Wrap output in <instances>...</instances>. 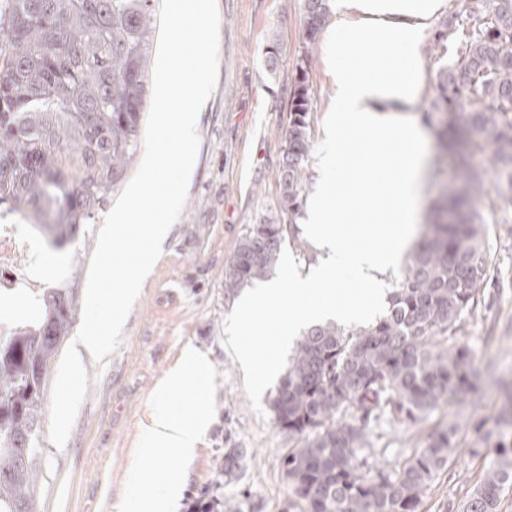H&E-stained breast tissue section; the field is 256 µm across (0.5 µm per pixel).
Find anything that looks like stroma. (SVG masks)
Segmentation results:
<instances>
[{
    "label": "stroma",
    "mask_w": 512,
    "mask_h": 512,
    "mask_svg": "<svg viewBox=\"0 0 512 512\" xmlns=\"http://www.w3.org/2000/svg\"><path fill=\"white\" fill-rule=\"evenodd\" d=\"M218 9V81L199 114L200 145L185 206L126 320L118 350L101 363L82 357L88 390L65 447L56 449L48 430L40 432L37 512H146L133 498L139 430L158 380L187 345L211 360L215 419L187 469L175 512H190L205 493L246 498L248 512H288L292 493L281 458L293 439L269 408L278 381L270 379L254 391L227 344L234 320L233 302L224 295V268L247 229L280 214L284 132L301 65L313 101L305 194H312L320 177L317 159L327 147L330 94L325 49L305 50L303 0H218ZM455 57L448 43H427L428 89L409 115L427 132L429 156L444 158L441 167L426 170L429 204L457 174L455 155L440 152L443 115L431 107L439 74ZM483 216L490 276L476 308L463 315L456 338L472 351L476 368L494 365L493 379L481 380L474 394L453 398L420 422L382 418L367 427L376 450L371 468L391 471L423 448L429 434L456 425V446L419 512H463L488 465V445L477 428L496 431L495 421L512 395V200L498 202ZM104 217L96 213L84 239L53 249L23 214L0 204V236L10 235L19 247L16 264L0 280V306L8 315L0 333L32 320L44 289L73 279L85 290ZM231 448L240 452L232 478L224 474Z\"/></svg>",
    "instance_id": "1"
}]
</instances>
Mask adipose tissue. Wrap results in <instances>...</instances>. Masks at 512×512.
<instances>
[{
    "mask_svg": "<svg viewBox=\"0 0 512 512\" xmlns=\"http://www.w3.org/2000/svg\"><path fill=\"white\" fill-rule=\"evenodd\" d=\"M448 0H332L325 34L328 147L324 174L302 220L323 264L309 274L285 271L243 292L234 305L240 331L228 341L251 373L274 372L280 350L317 323L370 320L385 296L384 273L403 258L414 236L427 161V134L403 115L427 88L424 49ZM276 312L264 336L255 319ZM211 361L188 345L158 382L140 432L138 459L154 460L136 488L164 504L178 500L183 473L161 466L162 453L191 461L212 423ZM192 391L181 409L174 395Z\"/></svg>",
    "mask_w": 512,
    "mask_h": 512,
    "instance_id": "1",
    "label": "adipose tissue"
}]
</instances>
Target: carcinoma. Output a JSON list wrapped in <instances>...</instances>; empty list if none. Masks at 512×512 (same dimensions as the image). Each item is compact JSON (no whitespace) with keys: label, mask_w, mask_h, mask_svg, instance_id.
I'll return each mask as SVG.
<instances>
[{"label":"carcinoma","mask_w":512,"mask_h":512,"mask_svg":"<svg viewBox=\"0 0 512 512\" xmlns=\"http://www.w3.org/2000/svg\"><path fill=\"white\" fill-rule=\"evenodd\" d=\"M153 2L10 0L0 29L7 47L0 56V203L22 211L55 249L85 233L137 152ZM330 12V0H303L306 52ZM469 17L470 29L461 32L448 16L438 35L460 40L462 50L440 72L432 106L446 113L442 141L465 154L493 144L492 172L512 193V0H479ZM306 82L301 66L280 174L279 207L289 220L269 219L243 235L224 269L229 299L266 277L284 245L305 253L295 219L312 143ZM444 197L377 318L310 327L279 381L271 408L296 438L282 465L302 512H419L455 448L450 426L429 435L398 470L363 471L374 453L364 421L418 422L477 387L473 356L455 338L489 276L486 198L467 157ZM75 300L73 280L49 288L33 322L0 336V512H35L41 406L53 358L76 319ZM351 409L358 423L340 422ZM498 437L464 512H498L512 485V413ZM244 509L242 500L213 498L193 512Z\"/></svg>","instance_id":"obj_1"}]
</instances>
